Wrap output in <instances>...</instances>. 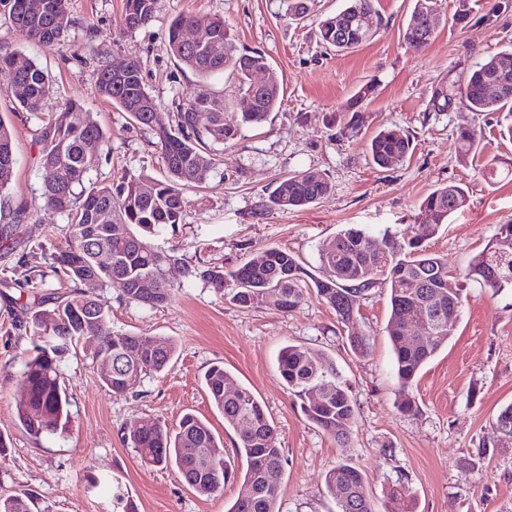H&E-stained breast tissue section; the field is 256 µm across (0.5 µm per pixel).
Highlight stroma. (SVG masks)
<instances>
[{"label": "stroma", "mask_w": 512, "mask_h": 512, "mask_svg": "<svg viewBox=\"0 0 512 512\" xmlns=\"http://www.w3.org/2000/svg\"><path fill=\"white\" fill-rule=\"evenodd\" d=\"M67 2L73 25L51 48L28 41L0 9V54L23 53L52 78L55 92L45 111L79 103L74 121L93 117L106 132L94 179L163 173L152 134L97 95L93 72L99 64L139 61L143 82L166 118L176 102L202 90L223 99L228 111L245 110L227 76L203 81L179 67L167 40L177 16L223 17L236 49L266 53L283 100L266 122L243 127L236 140L218 147L206 184L184 192L182 224L152 237L154 247L177 258L166 271L169 302L154 309L129 303L116 283L100 292L113 330L175 340L170 369L115 394L101 384L96 363L83 352L69 353L62 366L70 401L67 428L37 440L25 432L14 408L22 359L31 347L22 325L31 294L67 291L49 273L65 220L41 200L35 145L41 121L15 105L11 85L0 75V122L12 132L17 159L11 185L0 191V229L16 211L26 213L15 241L0 238V435L11 442L0 453V495L30 492L34 512H112L117 483L139 512H227L242 491L241 481L199 494L175 470L142 466L123 441L127 427L155 420L172 426L190 412L206 420L224 452L235 456L239 435L225 426L202 382L208 367L220 362L254 393L276 430L286 459L277 479L283 512H333L324 478L341 464L359 468L375 504L387 505L389 512H512V437L494 427L498 411L512 404L511 292L465 284L448 344L420 371L408 393L416 408L404 414L397 408L403 395L385 332L386 286L362 302L358 324L369 348L357 356L342 338L334 310L315 290L290 312L264 303L240 308L194 275L207 266L233 268L270 247L290 251L317 272L320 246L343 225L375 231L414 226L419 200L448 183L468 187L469 204L425 246L450 269L463 270L500 225L512 224V174L491 182L481 172L492 157L512 161V139L505 133L512 115L479 114L458 102L433 112L429 105L436 87L454 83L512 41V11L491 26L460 28L452 21L455 0H442L433 39L416 50L402 38L413 0H375L382 23L374 38L342 53L321 45L316 19L335 13L343 0H317L315 18L300 25L281 16L278 0H157L152 20L132 32L123 0ZM371 80L376 98L364 111L361 136H335L330 116L345 111ZM383 126L409 134L414 146L403 164L390 169L374 166L366 152L368 137ZM461 127L475 130L480 162H458ZM307 168L329 175L330 195L303 209L271 208L275 180ZM288 344L323 351L335 362L357 407L348 440L309 423L280 378L276 359ZM92 475L99 486L89 485Z\"/></svg>", "instance_id": "stroma-1"}]
</instances>
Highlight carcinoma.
<instances>
[{
  "instance_id": "1",
  "label": "carcinoma",
  "mask_w": 512,
  "mask_h": 512,
  "mask_svg": "<svg viewBox=\"0 0 512 512\" xmlns=\"http://www.w3.org/2000/svg\"><path fill=\"white\" fill-rule=\"evenodd\" d=\"M157 0H124L126 25L134 31L151 21ZM315 0H280L284 16L300 21L309 16ZM16 30L28 39L51 47L60 42L72 26L67 0H0ZM475 0H456L452 20L465 28L471 23L493 25L500 14L512 10V0H496L488 11L479 14ZM439 0H415L403 29V39L420 50L433 38L440 23ZM374 13L373 0H346V6L319 22L322 44L338 52L356 48L370 40L375 31L361 17ZM203 19L180 16L168 30V47L183 67L205 80L222 73L234 77L245 96L256 95L257 103L244 112L225 111L224 101L205 92L177 104L176 112L165 125L152 123L157 108L146 90L141 65L130 61L120 74L112 66L101 65L94 73L97 94L127 112L140 127L150 131L160 148L164 177L126 178L103 183L90 178L99 155L84 153L86 142L106 143L105 135L92 118L74 126L67 121L69 108L41 118L36 140L37 160L43 176L44 204L66 218L63 242L51 269L53 275L72 283L67 296L55 302L58 316L50 328L42 321L45 303L41 297L29 303L32 312L25 321V332L32 347L21 372V389L15 398L17 418L28 435L40 439L66 429L69 401L60 383L64 355L72 346H81L94 361L109 360L100 370L105 387L123 394L136 387L147 374L166 370L176 353L173 340L148 333H119L112 330L109 308L98 298L99 289L125 279V299L149 308L165 305L171 297L166 267L175 256L158 250L149 238L163 228L182 223L184 189L205 183L214 169L215 146L235 140L245 125H259L280 105L281 85L275 79L263 91L254 92L252 74L271 69L259 51L235 49L220 17H208L214 37L205 45L190 47L182 41L183 30ZM512 56L509 49L488 56L478 63L457 88L437 87L429 111L443 112L454 97L471 112H512V71L501 75V61ZM0 75L19 89L15 100L28 112L38 113L53 92L49 77L36 63L18 53L0 55ZM501 80L509 90L489 94L487 85ZM373 83L362 85L347 111L339 119V135H358L363 126L362 110L375 99ZM457 158L462 164L474 162L478 150L476 133L468 127L457 131ZM373 163L387 168L404 161L412 149L411 138L398 129L383 128L367 144ZM16 157L11 134L0 121V190L14 177ZM332 190L326 173L307 169L275 182L270 206L279 210L309 207ZM469 203V192L459 184L435 188L418 204L416 222L421 232L385 228L380 236L351 225L340 228L319 251L320 275L310 273L299 258L272 247L233 269L209 267L195 272L212 287L227 291L236 305L246 308L260 301L280 311L299 306L306 290L335 312L347 329L346 339L358 356L367 352L369 338L358 327L361 302L380 284L390 290V316L385 332L394 353L396 378L401 391L412 385L421 368L448 343V282L463 295L459 278L473 281L495 293L512 290V259L502 264L494 249L512 247V224L501 225L486 247L473 256L462 274L448 270V263L426 251L423 242L435 236L455 214ZM112 253V270L98 266V251ZM424 278L433 284L416 293L412 282ZM425 317L433 332L413 345L400 334L401 322ZM281 379L301 401L307 420L324 433L338 439L349 438L356 420V403L340 379L333 361L322 351L301 345L283 347L277 357ZM212 405L223 415L224 424L239 432L237 455L246 463L243 484L250 493V512H282L279 487L266 482L270 470H283L285 458L275 429L252 391L237 382L220 364L210 366L203 377ZM323 387L318 398L312 390ZM495 427L512 435V405L497 414ZM127 444L134 448L147 467L176 468L178 474L197 493L209 495L224 488L238 475L235 461L222 456L208 470L199 466L209 449L219 447L209 424L191 413L180 418L170 430L156 422H143L128 429ZM327 492L336 501L337 512H378L366 491L361 472L348 464L339 465L325 475ZM26 492L1 498L0 512H31Z\"/></svg>"
}]
</instances>
